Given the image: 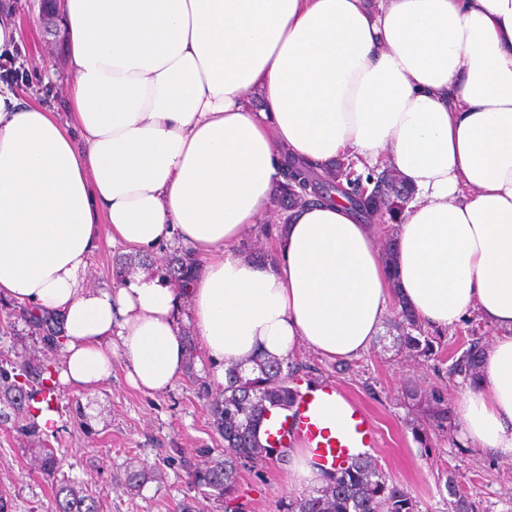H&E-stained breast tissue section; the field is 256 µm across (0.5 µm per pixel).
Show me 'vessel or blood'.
Returning a JSON list of instances; mask_svg holds the SVG:
<instances>
[{
  "instance_id": "b4317fda",
  "label": "vessel or blood",
  "mask_w": 512,
  "mask_h": 512,
  "mask_svg": "<svg viewBox=\"0 0 512 512\" xmlns=\"http://www.w3.org/2000/svg\"><path fill=\"white\" fill-rule=\"evenodd\" d=\"M335 394V386L329 383L298 393L290 415L275 424L270 440L281 448L303 441L317 461L328 468L348 460L352 449L375 447L377 429L370 414L356 403H348L337 414L335 427L325 425L321 411Z\"/></svg>"
}]
</instances>
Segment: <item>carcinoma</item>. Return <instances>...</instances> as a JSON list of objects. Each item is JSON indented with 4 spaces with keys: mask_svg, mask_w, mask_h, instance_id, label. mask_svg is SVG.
Wrapping results in <instances>:
<instances>
[{
    "mask_svg": "<svg viewBox=\"0 0 512 512\" xmlns=\"http://www.w3.org/2000/svg\"><path fill=\"white\" fill-rule=\"evenodd\" d=\"M307 172L301 164L291 163L282 172L284 182L278 204L284 209L309 203L311 199L296 191V180ZM323 191L329 193L353 182L341 165L326 171L318 178ZM378 186L365 194L342 192L351 208L367 217L380 213L394 221L402 213L409 191L399 177L383 174L377 177ZM197 274L195 259L186 253L171 259L165 275L179 288L190 287ZM33 329L36 342L52 355L58 354L59 328L48 316H39L33 309L22 311ZM398 335L393 337L397 352L413 351L423 356L436 353L434 340L421 330L412 312L400 305L395 321ZM484 345L471 341L450 366L454 375L473 376L477 373ZM293 374L288 360H273L258 365V375L251 378L240 375L238 367L227 369V383L222 398L211 409L213 425L224 440V458L192 471V483L197 487L212 489L225 499L234 500L238 483V467L244 461L265 458L274 451L273 446L263 445L257 439V427L271 408L287 409L294 399L288 386ZM56 383L53 381L52 361L39 363L8 356L0 358V419L11 416L25 417L29 423L20 427V434L34 437L39 434L35 421L39 404L54 400ZM33 465L48 476L60 470L61 458L54 448H40L33 453ZM413 497L401 486L389 481L369 457L353 458L347 465L326 471V484L311 494L288 504V512H416ZM52 512H99L95 498L85 490L65 481L55 485Z\"/></svg>",
    "mask_w": 512,
    "mask_h": 512,
    "instance_id": "carcinoma-1",
    "label": "carcinoma"
}]
</instances>
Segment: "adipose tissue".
<instances>
[{
  "instance_id": "ef3b65f1",
  "label": "adipose tissue",
  "mask_w": 512,
  "mask_h": 512,
  "mask_svg": "<svg viewBox=\"0 0 512 512\" xmlns=\"http://www.w3.org/2000/svg\"><path fill=\"white\" fill-rule=\"evenodd\" d=\"M63 26L70 120L0 83V299L60 319L57 383L93 391L120 357L167 391L184 321L219 384L302 345L351 361L397 298L496 329L455 416L512 461V0H66ZM347 156L410 188L393 259L341 198L284 213L273 260L237 250L288 159ZM104 236L190 244L193 286L89 287Z\"/></svg>"
}]
</instances>
